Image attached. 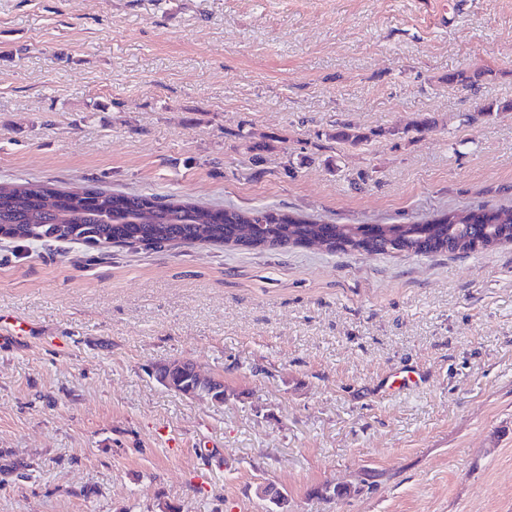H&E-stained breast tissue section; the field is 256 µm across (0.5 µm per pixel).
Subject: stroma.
<instances>
[{
    "label": "stroma",
    "mask_w": 512,
    "mask_h": 512,
    "mask_svg": "<svg viewBox=\"0 0 512 512\" xmlns=\"http://www.w3.org/2000/svg\"><path fill=\"white\" fill-rule=\"evenodd\" d=\"M504 101L512 0H0L1 182L328 224L510 208L512 112L481 113ZM1 315L26 333L0 336V462L30 476L0 512H269L262 482L290 512H512V244L0 237ZM170 359L223 403L159 384Z\"/></svg>",
    "instance_id": "35a3bbf8"
}]
</instances>
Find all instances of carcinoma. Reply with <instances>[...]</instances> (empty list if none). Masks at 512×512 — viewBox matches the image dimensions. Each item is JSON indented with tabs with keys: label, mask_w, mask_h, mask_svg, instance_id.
<instances>
[{
	"label": "carcinoma",
	"mask_w": 512,
	"mask_h": 512,
	"mask_svg": "<svg viewBox=\"0 0 512 512\" xmlns=\"http://www.w3.org/2000/svg\"><path fill=\"white\" fill-rule=\"evenodd\" d=\"M332 138L356 146L367 139L357 127L342 123ZM471 222L461 224L456 213L412 224H320L295 218L268 206L247 210L212 208L155 195L125 194L90 188L83 197L45 182L0 183V230L20 242H69L108 249L114 245L162 248L205 240L239 245L242 225H251L247 248L286 250L321 238L328 253L352 251L394 256L433 257L466 253L469 242L486 247L512 240V208L486 204L469 208Z\"/></svg>",
	"instance_id": "1"
}]
</instances>
